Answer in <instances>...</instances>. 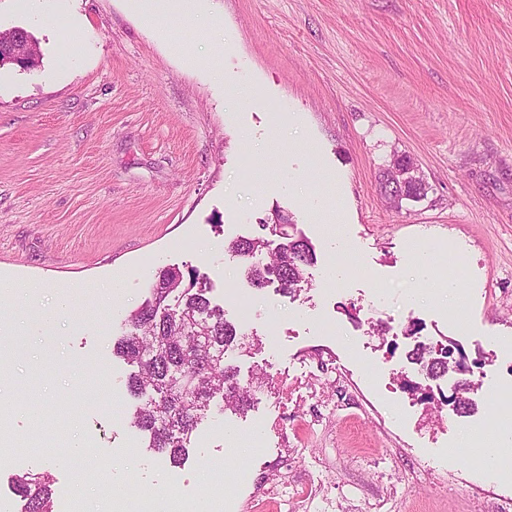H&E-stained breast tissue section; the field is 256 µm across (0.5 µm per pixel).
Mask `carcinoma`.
Wrapping results in <instances>:
<instances>
[{"mask_svg": "<svg viewBox=\"0 0 512 512\" xmlns=\"http://www.w3.org/2000/svg\"><path fill=\"white\" fill-rule=\"evenodd\" d=\"M282 220L284 216L275 214L273 222L259 225L257 236L232 240L227 250L249 263L252 287L263 290L275 283L278 291L294 295L317 257L312 245L290 235ZM207 289V278L194 272L186 283L180 270H162L150 298L131 312L128 330L114 347L115 355L135 367L127 385L141 402L131 426L148 433V448L175 465L187 460L192 437L207 415L245 412L262 386L259 381L239 382L238 369L229 361L254 343L245 342V334L224 319V310L211 305ZM455 352L458 359L466 358L460 345H452L429 362L427 377L448 372ZM51 482L44 473L14 478L26 512H54Z\"/></svg>", "mask_w": 512, "mask_h": 512, "instance_id": "carcinoma-1", "label": "carcinoma"}]
</instances>
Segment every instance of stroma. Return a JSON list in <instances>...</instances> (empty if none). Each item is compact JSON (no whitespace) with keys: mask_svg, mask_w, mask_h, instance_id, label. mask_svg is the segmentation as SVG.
Segmentation results:
<instances>
[{"mask_svg":"<svg viewBox=\"0 0 512 512\" xmlns=\"http://www.w3.org/2000/svg\"><path fill=\"white\" fill-rule=\"evenodd\" d=\"M192 9L200 27L134 0H0V30L38 48L0 66V500L24 512L12 476L46 470L55 512L75 491L125 512L173 480L222 512H295L314 483L302 512H512V473L472 466L512 453V405L492 400L512 391V0ZM401 155L426 190L396 209L378 176ZM277 211L317 256L294 296L255 290L224 250ZM173 267L205 274L259 341L234 356L241 382L266 377L245 414L203 421L181 467L131 427L132 368L112 353ZM29 279L42 292L15 293ZM425 339L483 356L468 413L403 391L426 381L407 358Z\"/></svg>","mask_w":512,"mask_h":512,"instance_id":"1","label":"stroma"}]
</instances>
